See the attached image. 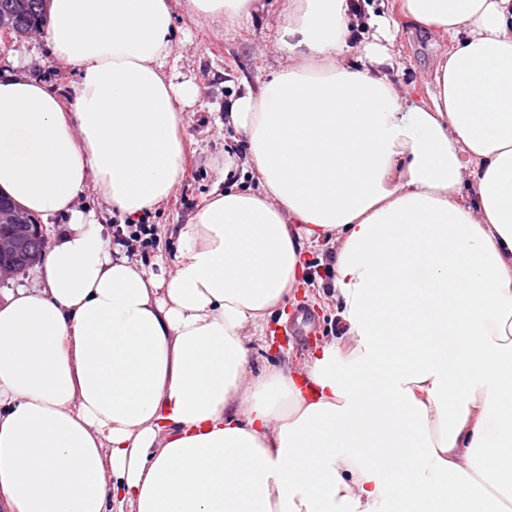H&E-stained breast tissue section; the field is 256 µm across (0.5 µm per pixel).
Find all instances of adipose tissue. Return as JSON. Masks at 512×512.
<instances>
[{
  "mask_svg": "<svg viewBox=\"0 0 512 512\" xmlns=\"http://www.w3.org/2000/svg\"><path fill=\"white\" fill-rule=\"evenodd\" d=\"M354 9L283 0L291 64L224 117L258 186L213 190L152 271L76 200L135 223L185 175L171 0H47L75 96L0 73V191L68 222L0 292V512H512V0H392L448 40L421 94L389 17L351 57ZM324 240L343 342L251 370Z\"/></svg>",
  "mask_w": 512,
  "mask_h": 512,
  "instance_id": "adipose-tissue-1",
  "label": "adipose tissue"
}]
</instances>
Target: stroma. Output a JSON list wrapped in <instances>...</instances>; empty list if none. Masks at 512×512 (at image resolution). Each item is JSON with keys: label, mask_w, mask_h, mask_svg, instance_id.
<instances>
[{"label": "stroma", "mask_w": 512, "mask_h": 512, "mask_svg": "<svg viewBox=\"0 0 512 512\" xmlns=\"http://www.w3.org/2000/svg\"><path fill=\"white\" fill-rule=\"evenodd\" d=\"M279 0H273L268 11L257 14L232 30L192 16L183 0L173 4V28L176 52L169 71L176 80L197 84L200 96L187 109L182 130L186 174L172 196L150 215L157 228V245L144 258L145 268L158 262H172L178 251L173 228L190 223L214 187L224 183V158H245L247 145L241 134L224 124V107L229 98L246 88L259 87L281 67L288 55L278 46L283 23ZM390 29L395 36L393 51L400 63L399 81H419L429 72L436 57L447 43L432 32L417 28L408 20L392 16ZM19 66L29 76L62 89L72 97L76 74L72 68L53 59L40 37L18 38L0 46V70ZM332 248L321 244L311 248L310 271L306 285L298 294L297 304H286L276 315L263 336L247 340L251 368L288 359L303 362L315 345L340 338L335 304L320 283L331 262ZM307 309L316 323V333L302 346L287 343L284 327L295 307Z\"/></svg>", "instance_id": "obj_1"}]
</instances>
